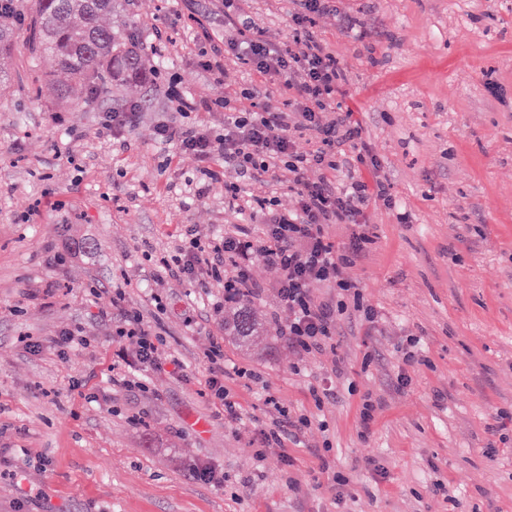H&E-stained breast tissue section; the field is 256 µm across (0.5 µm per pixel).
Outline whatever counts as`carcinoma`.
<instances>
[{
    "mask_svg": "<svg viewBox=\"0 0 512 512\" xmlns=\"http://www.w3.org/2000/svg\"><path fill=\"white\" fill-rule=\"evenodd\" d=\"M118 0H33L35 19L28 41L32 53L55 58L63 80L60 96L77 101L120 76L136 75L144 66L146 48L135 34L112 28L104 18ZM22 0H0V88L10 84L6 58L18 26ZM224 330L241 344L260 335L261 324L251 310L240 308L224 321Z\"/></svg>",
    "mask_w": 512,
    "mask_h": 512,
    "instance_id": "obj_1",
    "label": "carcinoma"
}]
</instances>
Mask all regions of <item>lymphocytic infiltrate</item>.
I'll list each match as a JSON object with an SVG mask.
<instances>
[{"label":"lymphocytic infiltrate","instance_id":"1","mask_svg":"<svg viewBox=\"0 0 512 512\" xmlns=\"http://www.w3.org/2000/svg\"><path fill=\"white\" fill-rule=\"evenodd\" d=\"M241 2L224 0V35L212 42L201 66L211 74H221L224 53L233 52L251 64L259 83L271 77L281 79L291 93L293 111L231 112L224 120L223 135L216 137L186 121L188 114L208 110V102L184 98L180 101L181 122L162 123L157 134L180 152L197 157L206 180L212 178V165L217 161L257 181L278 163H286L288 188L297 196V207L282 213L263 200L246 207L241 203L240 187L226 186L224 198L229 207L262 225L261 236L241 230L224 235L207 251L190 232L179 255L160 260L159 266L169 275L191 281H223L224 298L213 305L218 312L225 304L254 295L245 268L252 258H262L278 273L277 299L285 314L282 334L289 347L309 356L323 352L339 333L348 312L346 297L353 288L344 269L370 240L365 209L379 200L390 201L389 184L380 178L370 184L354 178L339 184L330 177L339 167L336 156L345 144L353 149L352 162L372 168L379 165L351 113L340 112L332 119L326 116L333 98L346 84V75L326 53L313 24L315 16L333 11L334 0H292L293 44L285 49L255 35V23ZM299 129L311 131L319 139V147L308 153L296 152L291 133ZM310 169L317 171V179L306 178ZM332 224L358 227L344 249H336L325 236L326 226ZM317 284L334 288L335 297H316L313 287ZM123 299L122 290L113 292L112 305L119 315L116 334L124 339L127 355L144 368L180 369L179 359L164 349L159 335L146 328L138 315L123 309Z\"/></svg>","mask_w":512,"mask_h":512}]
</instances>
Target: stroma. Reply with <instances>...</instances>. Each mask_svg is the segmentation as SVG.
Instances as JSON below:
<instances>
[{
    "label": "stroma",
    "mask_w": 512,
    "mask_h": 512,
    "mask_svg": "<svg viewBox=\"0 0 512 512\" xmlns=\"http://www.w3.org/2000/svg\"><path fill=\"white\" fill-rule=\"evenodd\" d=\"M291 8L252 0L260 36L291 42ZM340 8L354 30L332 13L314 28L347 72L339 106L381 169L342 168L336 180L386 178L392 201L370 204L371 240L344 271L375 329L343 324L305 359L279 334L277 271L262 259L247 272L266 334L249 347L213 312L223 283L157 265L189 225L205 245L258 232L225 204L227 185L297 206L286 184L220 164L197 196V158L157 137L180 96L289 109L276 82L243 98L252 67L235 56L218 80L200 67L208 34L224 30L221 0H126L113 22L147 46L144 75L79 107L51 91L56 63L18 38L16 78L0 94V512L21 500L27 512H512V0ZM133 103L134 126L113 138L105 113ZM116 288L178 372L124 361L108 316ZM65 331L80 341L62 357ZM216 335L235 420L205 387ZM410 347L418 363L406 362ZM116 371L146 391L113 384ZM400 373L410 383L397 392ZM334 375L337 396L314 401L310 387ZM367 400L377 411L366 426ZM284 415L311 424L257 455L261 430Z\"/></svg>",
    "instance_id": "1"
}]
</instances>
